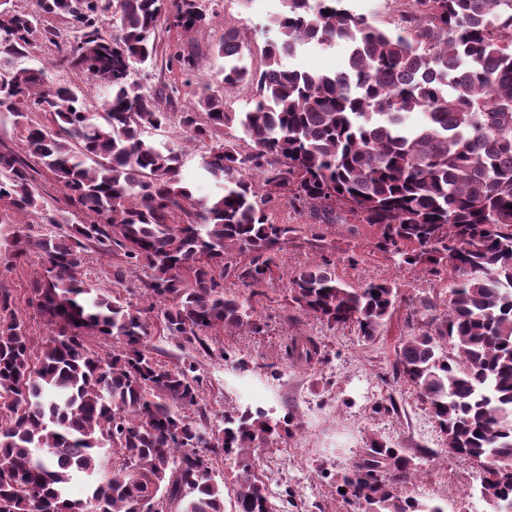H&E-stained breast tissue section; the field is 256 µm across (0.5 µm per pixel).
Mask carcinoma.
<instances>
[{"label": "carcinoma", "instance_id": "1", "mask_svg": "<svg viewBox=\"0 0 512 512\" xmlns=\"http://www.w3.org/2000/svg\"><path fill=\"white\" fill-rule=\"evenodd\" d=\"M0 0V113L24 154L0 150V224L8 263L35 251L42 276L27 300L48 325L34 349L23 315L0 292V512H143L162 501L175 512H224L212 457L235 468V512H274L253 452L301 428L290 412H224V427L202 429L185 411L199 405L193 365L168 369L146 348L152 328L207 350L214 330L263 332L231 276L258 294L296 229L272 223L276 193L323 223L340 201L381 229L380 248L398 264L458 273L446 317L420 312L427 330L401 340L396 375L414 387L445 437L448 455L480 468L491 512H512V0H408L382 28L348 0H284L273 20L264 69L244 63L242 29L224 25L217 82L255 89L245 112L228 109L212 83L181 112L185 143L206 145L201 167L219 191L197 196L182 176L183 151L145 138L169 121L162 101L130 82L155 58L161 25L201 34L199 0H39L17 10ZM330 13H325V10ZM71 19L61 65L105 87L101 111L85 89L53 83L47 67L18 68L37 39L60 46L48 20ZM350 46L346 68L300 72L283 57L300 46ZM169 67L196 74L197 56L178 48ZM418 111L424 121L406 123ZM262 173L257 185L246 171ZM51 174L65 207L48 210L37 176ZM41 216L58 233L33 235L19 218ZM81 215L78 222L69 216ZM66 229H61V225ZM95 248L142 271L147 305L105 295L87 278L81 253ZM235 250L243 260L229 262ZM290 300L329 325H354L370 340L391 315L397 288L387 280L347 286L325 266L289 277ZM116 344L110 356L86 342ZM321 349L291 339L288 357L309 364ZM115 455L104 471L103 455ZM413 457L377 439L340 475L359 512H445L407 494ZM92 479L72 498L77 477Z\"/></svg>", "mask_w": 512, "mask_h": 512}]
</instances>
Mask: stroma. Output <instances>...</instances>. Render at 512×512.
<instances>
[{"label": "stroma", "mask_w": 512, "mask_h": 512, "mask_svg": "<svg viewBox=\"0 0 512 512\" xmlns=\"http://www.w3.org/2000/svg\"><path fill=\"white\" fill-rule=\"evenodd\" d=\"M212 8L204 37L192 44L199 57L198 77L213 80L223 68V59L212 48L228 23L245 32L246 64L262 69L263 48L275 36L270 21L281 11L278 0L263 5L258 0H214ZM178 45L176 32L160 29L155 59L131 73L132 81L143 88L172 91L169 110L174 114L193 101L195 92L185 86L179 71L165 66L167 55ZM347 57L341 44L327 49L305 46L286 64L309 72L338 71ZM267 212L273 223L294 227L296 238L279 253L260 294L249 300L265 325L264 333L220 334L212 337L207 352L159 333L147 340L149 351L163 365L196 366L202 380L201 401L199 408L189 410V417L208 430L223 426L225 408L247 404L300 417L302 427L293 437L262 445L258 452L260 474L275 469L281 476L275 499L278 512H356L338 494L337 486L344 469L374 439L414 458L418 471L408 486L412 496L440 503L445 512H487L477 467L448 456L426 405L393 372L400 341L424 328L418 313L421 302L446 299L455 278L453 269L443 265L432 273L395 264L379 247V226L364 223L345 205L336 206L331 224L315 221L309 210L280 198L268 203ZM82 258L96 284L118 290L124 301L142 306L137 278L114 288L115 257L90 248ZM325 260L337 279L353 287L384 279L397 284L398 301L374 339H362L356 327L333 326L292 307L288 273ZM39 270L34 255L11 268L0 264V289L12 293L15 308L37 344L49 334L43 318L27 304L30 283ZM294 336L315 339L321 347L320 359L309 365L292 364L285 346Z\"/></svg>", "instance_id": "stroma-1"}]
</instances>
